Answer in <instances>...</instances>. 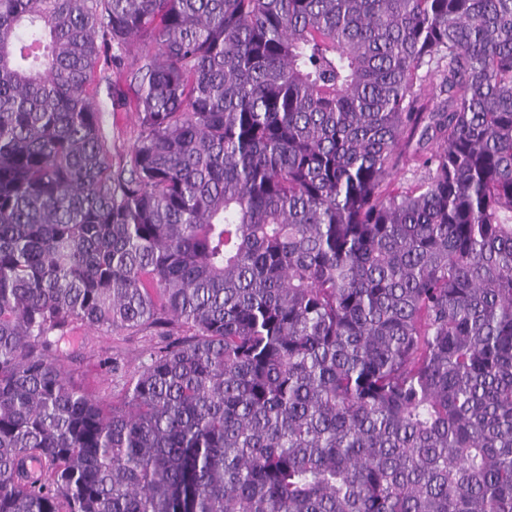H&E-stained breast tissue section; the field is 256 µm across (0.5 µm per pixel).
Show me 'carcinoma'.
<instances>
[{
    "label": "carcinoma",
    "instance_id": "cac0c4a2",
    "mask_svg": "<svg viewBox=\"0 0 512 512\" xmlns=\"http://www.w3.org/2000/svg\"><path fill=\"white\" fill-rule=\"evenodd\" d=\"M0 512H512V0H0ZM75 336L85 343L75 362L79 378L91 393L110 403L119 402L122 396V383L111 372L112 361L133 370L163 341L149 330L105 333L81 329Z\"/></svg>",
    "mask_w": 512,
    "mask_h": 512
}]
</instances>
